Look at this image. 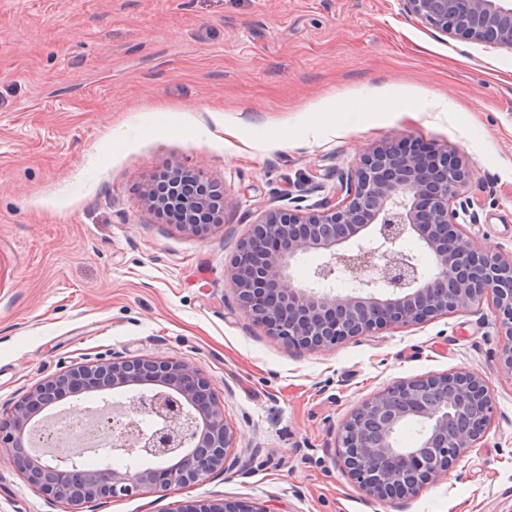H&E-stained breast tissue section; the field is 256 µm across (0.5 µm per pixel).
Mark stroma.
<instances>
[{
  "mask_svg": "<svg viewBox=\"0 0 512 512\" xmlns=\"http://www.w3.org/2000/svg\"><path fill=\"white\" fill-rule=\"evenodd\" d=\"M386 93L402 108L370 111ZM403 138L463 160L474 214L458 222L511 256V50L441 34L399 0H0V418L116 353L194 363L233 435L224 473L83 512L224 498L262 512H512V374L491 300L296 352L230 285L264 210L332 196L364 153ZM175 165L224 191L204 235L145 203ZM454 372L492 398L482 439L413 495H367L342 461L351 414L397 382ZM0 512L66 508L0 450Z\"/></svg>",
  "mask_w": 512,
  "mask_h": 512,
  "instance_id": "35a3bbf8",
  "label": "stroma"
}]
</instances>
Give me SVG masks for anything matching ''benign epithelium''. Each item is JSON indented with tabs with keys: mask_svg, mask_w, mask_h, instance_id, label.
Here are the masks:
<instances>
[{
	"mask_svg": "<svg viewBox=\"0 0 512 512\" xmlns=\"http://www.w3.org/2000/svg\"><path fill=\"white\" fill-rule=\"evenodd\" d=\"M404 12L448 36L512 50V0H400ZM196 186L170 175L169 192H149L156 213L175 207L186 217L180 228L195 235L210 205L224 200L217 185L195 171ZM470 172L446 150L400 140L377 146L352 171L338 177L334 196L303 207L271 208L253 225L233 258L229 280L240 307L287 348H333L388 326L412 325L455 313L492 296L495 317L509 342L499 363L512 373V257L480 250L460 229L467 213ZM417 235L434 270L421 266L401 242ZM311 253L328 256L312 280L296 286L290 270ZM348 279L352 289L336 294L331 284ZM147 382L131 401L143 428L124 406L94 420L112 437L111 450L155 459L131 472L103 468L89 479L65 458L48 464L19 450L35 421L66 391L100 393L110 386ZM494 412L483 382L464 372L400 382L363 403L344 427V465L371 497L415 493L437 479L486 432ZM418 427L411 441L402 430ZM232 437L212 384L189 361L152 358L95 359L38 384L0 421V449L46 495L80 512L87 503L132 498L145 490L165 492L224 472ZM180 458L173 468L160 463ZM177 512H256L227 500L186 505Z\"/></svg>",
	"mask_w": 512,
	"mask_h": 512,
	"instance_id": "obj_1",
	"label": "benign epithelium"
}]
</instances>
